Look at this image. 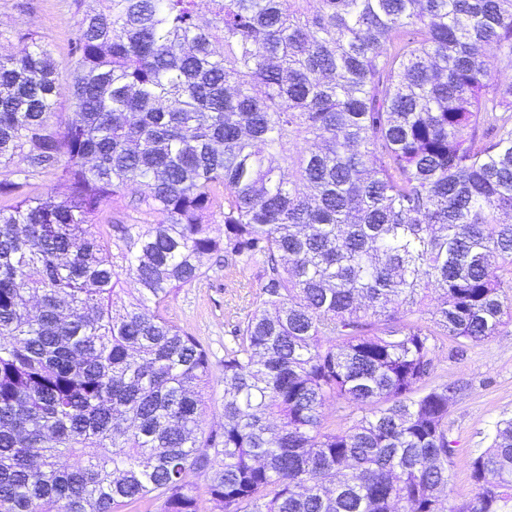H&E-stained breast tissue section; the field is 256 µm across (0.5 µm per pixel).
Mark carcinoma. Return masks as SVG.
I'll return each mask as SVG.
<instances>
[{
    "label": "carcinoma",
    "mask_w": 512,
    "mask_h": 512,
    "mask_svg": "<svg viewBox=\"0 0 512 512\" xmlns=\"http://www.w3.org/2000/svg\"><path fill=\"white\" fill-rule=\"evenodd\" d=\"M76 2L67 121L49 50L0 54V512H512V417L449 503L428 384L512 324V0ZM211 260L260 292L207 431L169 306Z\"/></svg>",
    "instance_id": "cac0c4a2"
}]
</instances>
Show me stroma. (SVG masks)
I'll return each mask as SVG.
<instances>
[{
  "label": "stroma",
  "mask_w": 512,
  "mask_h": 512,
  "mask_svg": "<svg viewBox=\"0 0 512 512\" xmlns=\"http://www.w3.org/2000/svg\"><path fill=\"white\" fill-rule=\"evenodd\" d=\"M79 16L73 0H0V50H16L12 31L31 32L56 61L61 84L58 109L71 115L68 86L70 52ZM259 282L251 270L225 275L213 267L207 277L182 288L170 304L173 320L199 337L213 353V362L224 358V344L234 326L251 313ZM435 380L450 386L448 432L455 456L450 500L468 499L474 491L470 462L492 440L499 420L512 416V325L498 336L459 354L451 346L435 352Z\"/></svg>",
  "instance_id": "stroma-1"
}]
</instances>
